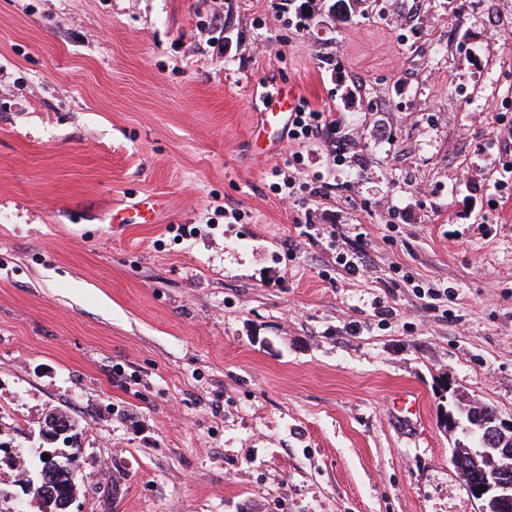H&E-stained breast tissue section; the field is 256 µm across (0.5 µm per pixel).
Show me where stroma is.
Masks as SVG:
<instances>
[{"label":"stroma","instance_id":"stroma-1","mask_svg":"<svg viewBox=\"0 0 512 512\" xmlns=\"http://www.w3.org/2000/svg\"><path fill=\"white\" fill-rule=\"evenodd\" d=\"M329 4L0 0V512L52 413L70 512H479L446 420L512 421V0ZM279 85L319 151L264 157ZM331 113L311 110L302 106L296 108L294 118L288 128L292 139H302L303 142L314 143L322 139L325 129L331 126ZM292 127V128H291Z\"/></svg>","mask_w":512,"mask_h":512}]
</instances>
